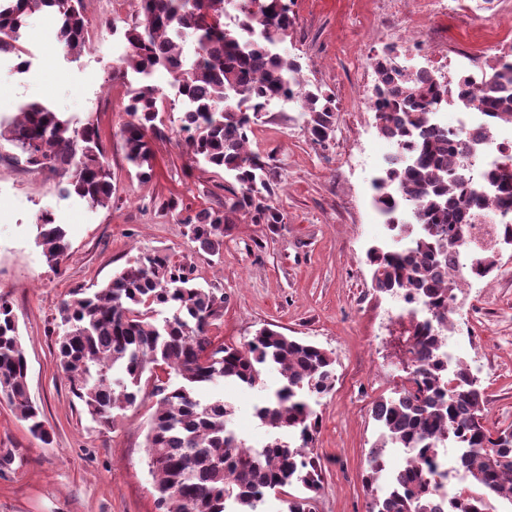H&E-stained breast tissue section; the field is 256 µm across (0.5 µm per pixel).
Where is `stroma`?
<instances>
[{
	"instance_id": "1",
	"label": "stroma",
	"mask_w": 512,
	"mask_h": 512,
	"mask_svg": "<svg viewBox=\"0 0 512 512\" xmlns=\"http://www.w3.org/2000/svg\"><path fill=\"white\" fill-rule=\"evenodd\" d=\"M112 3L84 0L91 25L81 53L64 49L57 15L42 11L24 28L26 65L0 56V115L14 116L24 103L39 101L66 113L74 127L93 123L112 172L110 202L92 208L63 192L53 173L26 164L18 149L0 142V299L17 320L29 392L50 434L46 444L33 438L0 397V512H159L145 451L153 411L148 391L112 424L98 425L72 396L55 347L62 301L75 289L100 288L129 259L151 253L186 263L199 285L223 295V313L210 328L215 343L241 346L267 326L335 353V388L314 405L320 418L314 454L324 477L316 512H368L364 476L377 438L371 407L405 375V328L383 321L390 296L374 289L366 257L391 236L374 203L380 169L341 162L344 151L386 145L371 113L363 116L360 140L349 138L364 96L359 59L387 44L374 34L371 0H291L295 24L285 46L307 81L334 93V136L327 146L313 144L302 112L283 103L259 115L250 147L270 159L284 222L236 224L217 257L190 240L181 219L223 203L234 180L191 165L181 132L184 106L165 71L152 78L166 100L168 136L155 146L152 179L140 180L125 159L120 131L140 77L116 75L127 45ZM45 212L64 226L70 243L55 268L35 243ZM485 284L454 341L464 360L487 365V424L494 428L512 425L511 248ZM263 381L250 388L220 380L203 391L233 405L232 422L249 443L270 436L254 406L279 385L280 375L265 370Z\"/></svg>"
}]
</instances>
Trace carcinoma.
<instances>
[{
    "label": "carcinoma",
    "mask_w": 512,
    "mask_h": 512,
    "mask_svg": "<svg viewBox=\"0 0 512 512\" xmlns=\"http://www.w3.org/2000/svg\"><path fill=\"white\" fill-rule=\"evenodd\" d=\"M253 2L238 0L242 23L227 26L224 0H138L124 32L126 67L146 76L163 69L179 86L192 162L222 169L240 185L238 192L227 189L230 196L219 208L184 219L190 239L212 256L223 252L224 237L243 219L283 223L272 202L270 165L248 147V132L264 105L296 98L311 140L322 147L335 126L334 94L306 81L283 47L294 24L288 0H261L259 14ZM43 7L59 14L57 37L68 52L86 47L90 20L83 0H0V54L25 53L24 18ZM374 91L381 134L413 156L411 165L388 169L377 179L375 203L390 231L399 233L409 223L418 231L408 247L370 249L372 281L380 292L418 296L445 324L448 298L460 288L448 276V257L459 247H448V240H465L486 192L495 193L497 211L512 208V177L498 169L484 188L458 177L462 164L448 134L430 126L440 96L436 84L398 68L385 52L378 54ZM475 102L492 123L512 122V65L494 69ZM162 105L157 90L145 84L131 91L126 107L131 120L121 131L125 158L143 180L154 171L151 141L163 136ZM0 140L18 148L27 164L58 174L63 190L90 206L111 199L112 173L92 124L73 129L61 113L31 102L9 120L0 119ZM459 197L468 198L470 207H461ZM37 229L46 263L59 266L69 249L63 227L45 213ZM223 308L224 297L196 285L186 264L161 254L139 256L105 287L62 302L57 360L71 394L103 425L136 401L145 372L165 366L180 376L175 385L158 377L152 389L156 401L145 448L160 512H268V499L277 494L286 496L288 512H313L323 482L321 464L310 451L319 424L311 401L334 389L335 354L271 328L259 329L241 349L216 344L209 328ZM420 336L421 366L412 385L380 397L371 408L379 438L368 452L369 512H493V498L512 505V425L486 426L487 400L469 367L443 385L435 359L443 332L425 324ZM266 366L278 370L281 382L255 406V414L271 432L292 434L295 443L274 438L248 452L229 428L231 407L221 398L202 399L197 391L217 379L259 386ZM27 377L18 325L1 300L0 396L45 443L49 433ZM445 441L459 449L472 487L452 494L443 507L430 475L434 448ZM388 448H411L416 459L386 475Z\"/></svg>",
    "instance_id": "1"
}]
</instances>
